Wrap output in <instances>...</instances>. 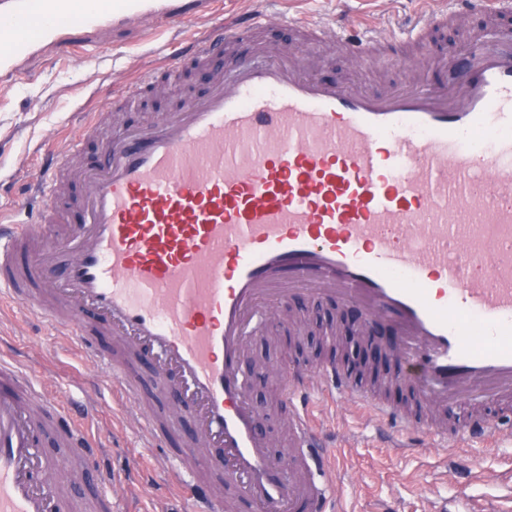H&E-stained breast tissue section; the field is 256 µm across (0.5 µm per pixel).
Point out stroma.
Here are the masks:
<instances>
[{
	"label": "stroma",
	"instance_id": "stroma-1",
	"mask_svg": "<svg viewBox=\"0 0 512 512\" xmlns=\"http://www.w3.org/2000/svg\"><path fill=\"white\" fill-rule=\"evenodd\" d=\"M425 2L437 10L448 7V0H197L186 34L207 36L221 18L260 8L271 14L261 40L290 54L307 75L351 80L383 92L409 84L414 76L412 68L393 58L391 48H383L371 63L360 64L336 41L296 38L280 22L293 16L326 21L348 5L372 25L396 30L411 25ZM485 24V18L475 14L436 28L428 36V49L434 57H447L470 29ZM179 47V37L158 21H101L44 40L11 72L0 70V213L26 206V191L45 146L67 155L68 143L88 113L113 95L112 74L131 82L164 72ZM203 87L200 78L165 83L161 94L141 110L125 113L124 119L153 121ZM288 309L293 320L287 330H296L297 318H309L328 347L334 341L330 323L342 317L345 307L328 300L313 303L299 295ZM0 353L34 372L51 395L63 396L72 381L83 385V399L97 406L87 429L105 445V462L122 481L114 490L122 512H193L192 502L174 482L180 463L167 460L164 449L156 447L132 401L119 393L103 395L105 369L89 363L72 337L56 335L30 308L0 298ZM250 389L265 416V431L277 440L273 455L287 462L288 410L280 380L265 383L255 376ZM312 414L335 444L334 512H436L444 500L463 512H475L490 501L512 499V435L501 434L491 445L472 442L462 454L454 449L400 451L377 437L368 413L321 396Z\"/></svg>",
	"mask_w": 512,
	"mask_h": 512
}]
</instances>
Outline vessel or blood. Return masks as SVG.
<instances>
[{
  "label": "vessel or blood",
  "instance_id": "vessel-or-blood-1",
  "mask_svg": "<svg viewBox=\"0 0 512 512\" xmlns=\"http://www.w3.org/2000/svg\"><path fill=\"white\" fill-rule=\"evenodd\" d=\"M103 8L11 0L0 65ZM477 11L493 25L506 8L451 0L391 41ZM120 16L187 26L165 0H134ZM266 20L256 12L185 42L178 68H197L208 87L154 122L103 136L116 101L105 100L69 147L100 139L101 161L76 171L48 154L37 208L0 222V288L75 337L110 387L139 399L134 366L100 352L96 330L150 353L157 391L192 421L175 456L198 464L182 482L198 512H327L330 450L305 402L316 391L371 410L391 438L457 448L494 441L512 418V37L470 33L446 84L373 93L304 75L262 44L233 54ZM297 26L370 58L374 35L355 16ZM300 293L388 322L398 370L377 389L331 364L280 369L286 471L243 368L251 336ZM392 391L416 409L392 403ZM49 435L80 474L115 483L73 406L0 359V512H114L111 496L69 493L43 449Z\"/></svg>",
  "mask_w": 512,
  "mask_h": 512
}]
</instances>
